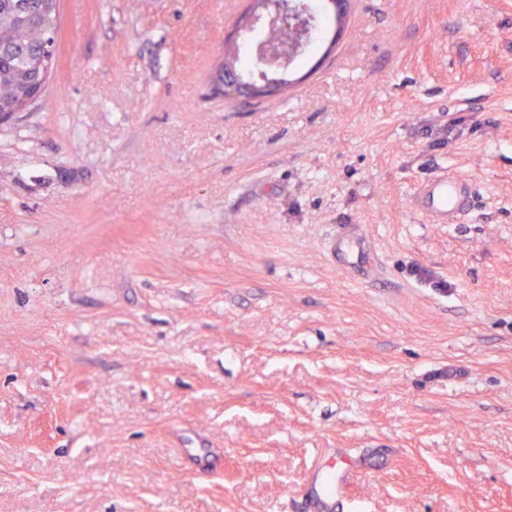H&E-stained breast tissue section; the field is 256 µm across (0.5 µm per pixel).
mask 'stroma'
Returning <instances> with one entry per match:
<instances>
[{"label": "stroma", "instance_id": "stroma-1", "mask_svg": "<svg viewBox=\"0 0 512 512\" xmlns=\"http://www.w3.org/2000/svg\"><path fill=\"white\" fill-rule=\"evenodd\" d=\"M245 4L62 0L0 126V512H303L321 456L359 512H512V0H350L259 105L210 85ZM473 198L474 188L469 180L441 172L422 182L413 206L426 224H458ZM364 244V237L356 228L345 229L337 234L336 242L332 246L336 252V268L353 267L367 271L372 257Z\"/></svg>", "mask_w": 512, "mask_h": 512}]
</instances>
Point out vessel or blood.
<instances>
[{
	"label": "vessel or blood",
	"instance_id": "obj_1",
	"mask_svg": "<svg viewBox=\"0 0 512 512\" xmlns=\"http://www.w3.org/2000/svg\"><path fill=\"white\" fill-rule=\"evenodd\" d=\"M472 183L460 176L445 172L424 180L413 201L415 213L428 224H454L472 205ZM362 233L355 228L341 231L332 246L337 268L367 269L372 261L364 247ZM352 464L338 462L319 466L311 488L312 512H334L337 500L350 499L349 475Z\"/></svg>",
	"mask_w": 512,
	"mask_h": 512
}]
</instances>
